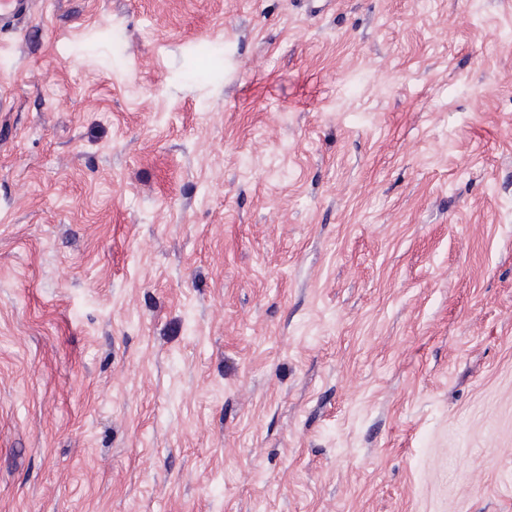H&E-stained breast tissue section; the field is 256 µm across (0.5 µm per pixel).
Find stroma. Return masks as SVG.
<instances>
[{"mask_svg":"<svg viewBox=\"0 0 512 512\" xmlns=\"http://www.w3.org/2000/svg\"><path fill=\"white\" fill-rule=\"evenodd\" d=\"M0 512H512V0L0 33Z\"/></svg>","mask_w":512,"mask_h":512,"instance_id":"stroma-1","label":"stroma"}]
</instances>
